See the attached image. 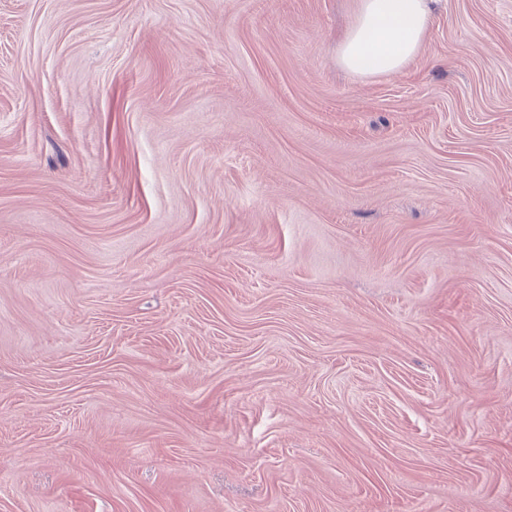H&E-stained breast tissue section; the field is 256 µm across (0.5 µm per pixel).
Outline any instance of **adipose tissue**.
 Listing matches in <instances>:
<instances>
[{"mask_svg":"<svg viewBox=\"0 0 512 512\" xmlns=\"http://www.w3.org/2000/svg\"><path fill=\"white\" fill-rule=\"evenodd\" d=\"M430 0H358L339 49L341 66L362 76H389L418 52L432 14Z\"/></svg>","mask_w":512,"mask_h":512,"instance_id":"1","label":"adipose tissue"}]
</instances>
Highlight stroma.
I'll list each match as a JSON object with an SVG mask.
<instances>
[{"instance_id":"stroma-1","label":"stroma","mask_w":512,"mask_h":512,"mask_svg":"<svg viewBox=\"0 0 512 512\" xmlns=\"http://www.w3.org/2000/svg\"><path fill=\"white\" fill-rule=\"evenodd\" d=\"M356 11L0 0V512H512V0ZM431 0H359L339 49L341 66L362 76H390L418 52L432 14Z\"/></svg>"}]
</instances>
